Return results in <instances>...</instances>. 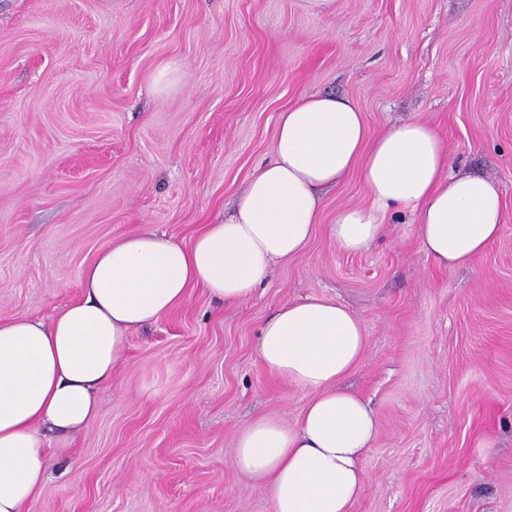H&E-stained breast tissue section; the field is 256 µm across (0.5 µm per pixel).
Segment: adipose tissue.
I'll return each instance as SVG.
<instances>
[{
  "instance_id": "adipose-tissue-1",
  "label": "adipose tissue",
  "mask_w": 512,
  "mask_h": 512,
  "mask_svg": "<svg viewBox=\"0 0 512 512\" xmlns=\"http://www.w3.org/2000/svg\"><path fill=\"white\" fill-rule=\"evenodd\" d=\"M448 164L428 122L407 120L374 136L350 100L304 95L281 112L273 159L252 171L229 218L206 225L187 246L146 227L116 239L83 269L82 297L51 321L0 317V512H28L51 455L96 418L98 393L132 331L179 307L195 286L227 304L251 298L272 263L305 250L322 189L349 173H359L370 204L337 211L338 249L367 248L394 210L411 216L438 266H464L482 254L501 231L502 191ZM365 346L360 320L329 299L285 304L262 325L255 353L263 368L309 395L295 424L265 416L237 434L235 464L273 512H349L361 495V457L377 421L338 384Z\"/></svg>"
}]
</instances>
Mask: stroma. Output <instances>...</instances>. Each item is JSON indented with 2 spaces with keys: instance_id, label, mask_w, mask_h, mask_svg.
Wrapping results in <instances>:
<instances>
[{
  "instance_id": "35a3bbf8",
  "label": "stroma",
  "mask_w": 512,
  "mask_h": 512,
  "mask_svg": "<svg viewBox=\"0 0 512 512\" xmlns=\"http://www.w3.org/2000/svg\"><path fill=\"white\" fill-rule=\"evenodd\" d=\"M332 92L371 133L420 119L452 170L501 187L504 224L464 267H438L409 216L344 253L322 201L307 250L238 305L200 287L134 331L100 412L52 459L28 512H272L233 465L235 436L306 392L255 354L280 306L323 297L361 321L343 385L377 434L351 512H512V0H0V316L50 320L83 269L149 225L190 244L272 157L280 112Z\"/></svg>"
}]
</instances>
